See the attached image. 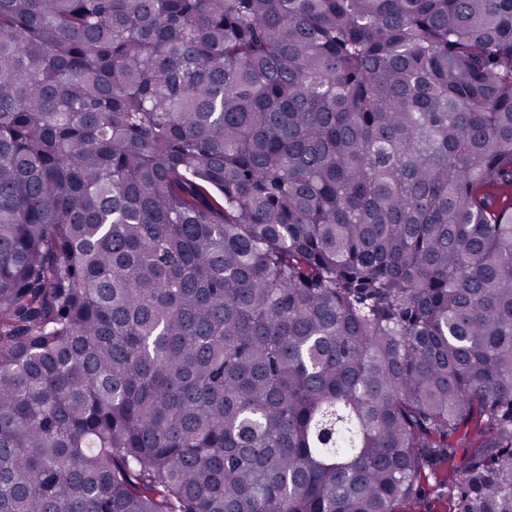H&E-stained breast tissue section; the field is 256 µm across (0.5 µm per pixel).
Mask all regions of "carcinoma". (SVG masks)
<instances>
[{"mask_svg":"<svg viewBox=\"0 0 512 512\" xmlns=\"http://www.w3.org/2000/svg\"><path fill=\"white\" fill-rule=\"evenodd\" d=\"M498 186L512 0H0V512H512ZM418 498L403 506L406 512H448V499L438 498L432 491L435 483L448 476V461H436L425 471Z\"/></svg>","mask_w":512,"mask_h":512,"instance_id":"cac0c4a2","label":"carcinoma"}]
</instances>
